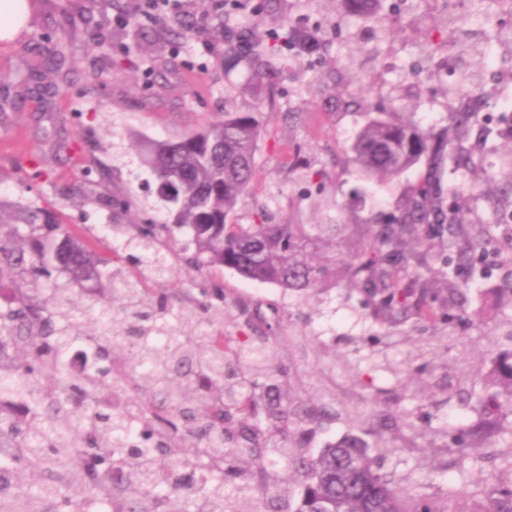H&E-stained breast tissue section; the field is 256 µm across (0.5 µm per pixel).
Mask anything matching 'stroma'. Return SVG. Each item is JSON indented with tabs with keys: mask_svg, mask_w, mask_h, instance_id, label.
Masks as SVG:
<instances>
[{
	"mask_svg": "<svg viewBox=\"0 0 512 512\" xmlns=\"http://www.w3.org/2000/svg\"><path fill=\"white\" fill-rule=\"evenodd\" d=\"M240 0L242 24L259 21L265 32L307 19L326 41L315 59L270 57L262 80L249 62L229 58L227 43L208 33L215 0H186L183 9L156 11L143 21L139 0H128L132 16L95 0L94 22L85 24L81 0H29L24 28L0 41V200L35 203L58 224L81 234L94 249L109 253L112 224L164 223L166 214L152 191L155 177L135 144L140 140L176 141L206 127L227 112H262L266 123L258 142L257 177L234 212L237 224H250L259 211L293 224H332L346 217L367 224L378 213L396 212L419 170L382 187L367 182L348 162L350 139L367 114L336 107L344 93L336 85V54L343 46L337 29L349 16L335 0ZM196 28L179 29L183 12ZM392 27L387 51L348 73L350 84L367 86L385 74L382 111L408 108V120L428 131L446 125L443 112H418V96L407 90V74L421 54L423 23L412 13L386 15ZM169 29L159 39L157 27ZM68 45L71 58L62 71L47 68L36 54L46 41ZM64 139L67 152L54 144ZM325 170L322 184L308 183V169ZM112 176L111 190L132 196L130 211L101 203L68 204L63 189L79 187L101 173ZM224 294L247 293L262 309H278L296 339L280 344L271 366L290 383L292 402L337 409L356 404L373 410L385 440L395 432L394 417L408 415L414 425L409 447L388 455L382 471L415 496H442L450 484H474L505 467L500 444L453 466L447 433L475 417L458 391L474 375L488 371L493 351L512 348V306H495L494 280L471 283L469 309L482 321L457 324L447 342L434 345L430 323L385 329L374 323L367 297L345 278L329 280L303 297L275 284H261L236 271L224 272Z\"/></svg>",
	"mask_w": 512,
	"mask_h": 512,
	"instance_id": "1",
	"label": "stroma"
}]
</instances>
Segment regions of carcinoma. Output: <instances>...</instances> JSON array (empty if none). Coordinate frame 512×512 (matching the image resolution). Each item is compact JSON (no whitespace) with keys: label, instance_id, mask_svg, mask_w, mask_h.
Listing matches in <instances>:
<instances>
[{"label":"carcinoma","instance_id":"1","mask_svg":"<svg viewBox=\"0 0 512 512\" xmlns=\"http://www.w3.org/2000/svg\"><path fill=\"white\" fill-rule=\"evenodd\" d=\"M341 2L358 19L346 45L350 71L391 31L381 0ZM213 20L214 37L256 58L321 49L295 27L271 38L232 24L223 11ZM429 32L450 33L448 47L468 64L481 55V35L446 11ZM263 125L262 112H226L176 142L143 145L156 182H168L159 196L168 222L126 225L110 258L61 225L41 223L42 208L0 201V280L11 283L0 310V512H84L89 499L107 512H512V466L470 492L450 486L442 500L410 498L379 472L393 451L386 443L372 456L349 433L308 448L310 426L332 417L378 433L373 412L285 405L269 382L280 337L224 335V289H214L199 318L180 294L147 287L172 276L170 256L190 250L186 261L199 271L229 268L298 294L343 272L367 292L381 326L411 317L454 326L465 314L466 274L478 262L484 276L502 267L504 249H490L491 226L466 217L462 191L442 184L445 167L472 164L465 146L472 114L453 113L439 134L382 116L359 128L348 152L365 178L399 181L424 168L398 211L373 224H275L266 211L252 224L229 223L256 178ZM176 230L188 234L184 243ZM336 241L350 250L341 270L325 256ZM435 246L446 252L442 297L419 271ZM104 280L111 297L103 302L89 283ZM85 341L95 363L116 345L130 356L115 369L71 377L66 351ZM484 385L495 388L480 399L486 416L450 438L464 458L502 436L489 415H512V350L491 359ZM22 466L40 478L16 482Z\"/></svg>","mask_w":512,"mask_h":512}]
</instances>
